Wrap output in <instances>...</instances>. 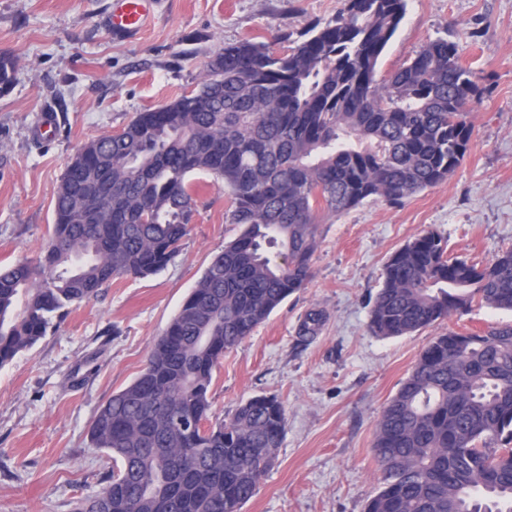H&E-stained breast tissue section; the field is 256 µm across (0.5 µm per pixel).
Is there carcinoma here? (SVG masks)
<instances>
[{"mask_svg":"<svg viewBox=\"0 0 512 512\" xmlns=\"http://www.w3.org/2000/svg\"><path fill=\"white\" fill-rule=\"evenodd\" d=\"M406 2L346 0L286 53L255 38L225 45L200 89L88 141L61 179L49 241L0 267L2 368L69 307L168 265L195 211L191 175L224 185L225 219L241 228L144 369L95 414L89 443L120 468L73 512H241L257 491L286 413L256 396L204 427L224 352L311 279L317 205L399 202L447 179L473 136L479 87L456 43L432 41L377 82ZM277 243L279 262L264 251ZM475 301L512 311V247L480 266L428 231L387 261L369 329L410 336ZM459 336H436L383 409L365 512H512V324Z\"/></svg>","mask_w":512,"mask_h":512,"instance_id":"1","label":"carcinoma"}]
</instances>
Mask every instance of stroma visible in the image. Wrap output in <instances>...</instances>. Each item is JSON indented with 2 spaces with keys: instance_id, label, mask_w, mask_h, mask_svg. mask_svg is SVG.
Segmentation results:
<instances>
[{
  "instance_id": "obj_1",
  "label": "stroma",
  "mask_w": 512,
  "mask_h": 512,
  "mask_svg": "<svg viewBox=\"0 0 512 512\" xmlns=\"http://www.w3.org/2000/svg\"><path fill=\"white\" fill-rule=\"evenodd\" d=\"M110 0H0V56L14 64L0 95V265L35 257L47 239L67 162L90 139L206 81L223 46L255 37L278 52L312 24L334 21L344 0H158L138 40L105 24ZM439 38L456 42L481 89L474 134L446 180L399 204L368 200L317 212L312 277L225 353L210 387L211 424L273 396L286 410L277 458L241 512H365L377 493L372 449L381 413L422 350L440 333L512 322L473 303L410 336L368 329L390 256L433 231L449 256L482 264L512 246V0H407L378 79ZM50 111L55 135L32 130ZM188 235L168 266L113 281L0 368V512H72L117 465L90 447L99 406L144 368L153 340L240 229L230 198L199 173ZM320 313L316 335L307 315Z\"/></svg>"
}]
</instances>
